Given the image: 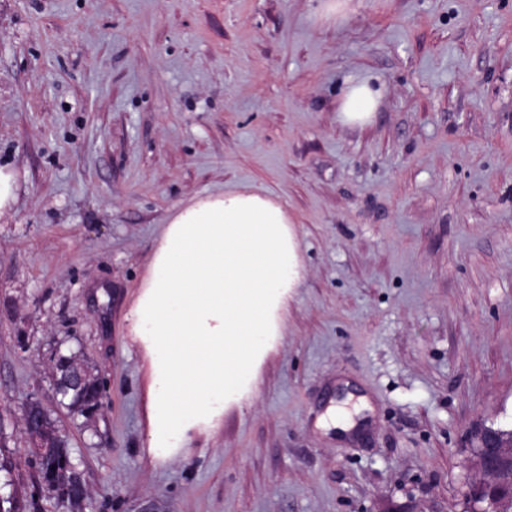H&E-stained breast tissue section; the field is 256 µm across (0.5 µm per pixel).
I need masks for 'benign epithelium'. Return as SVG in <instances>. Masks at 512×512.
Here are the masks:
<instances>
[{
	"label": "benign epithelium",
	"mask_w": 512,
	"mask_h": 512,
	"mask_svg": "<svg viewBox=\"0 0 512 512\" xmlns=\"http://www.w3.org/2000/svg\"><path fill=\"white\" fill-rule=\"evenodd\" d=\"M44 414L45 410L36 401L29 402L23 410L22 425L32 448L46 447L52 439L44 426ZM475 438L483 452L475 458L473 467L467 472L465 484L480 501L478 512H501L504 500L491 497V493L497 487V473L512 460V444L501 442L486 427L478 428Z\"/></svg>",
	"instance_id": "1"
}]
</instances>
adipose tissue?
Here are the masks:
<instances>
[{
	"label": "adipose tissue",
	"mask_w": 512,
	"mask_h": 512,
	"mask_svg": "<svg viewBox=\"0 0 512 512\" xmlns=\"http://www.w3.org/2000/svg\"><path fill=\"white\" fill-rule=\"evenodd\" d=\"M380 97L368 81L349 79L339 122L368 124ZM291 222L279 200L249 191L200 197L169 218L126 316L153 361L151 445L160 453L223 406L264 344L269 307L299 276Z\"/></svg>",
	"instance_id": "1"
}]
</instances>
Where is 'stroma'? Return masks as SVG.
<instances>
[{"label":"stroma","instance_id":"35a3bbf8","mask_svg":"<svg viewBox=\"0 0 512 512\" xmlns=\"http://www.w3.org/2000/svg\"><path fill=\"white\" fill-rule=\"evenodd\" d=\"M0 0V495H39V401L83 512H462L473 434L512 428V0ZM352 77L381 99L336 120ZM279 199L300 275L240 388L173 454L125 315L177 206ZM102 379L62 404L53 361ZM372 411L331 431L347 394ZM19 188L18 173L9 165L0 166V216L13 209ZM45 410L37 401H31L24 408L22 413V425L28 437L30 448L47 447L54 433H57L53 422L45 416V425L52 434H48L44 426L43 415Z\"/></svg>","mask_w":512,"mask_h":512}]
</instances>
